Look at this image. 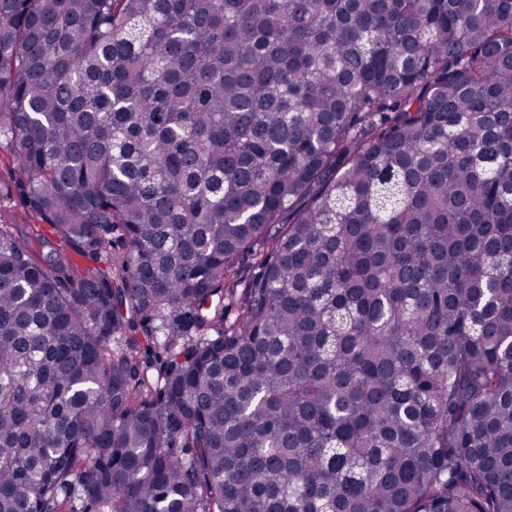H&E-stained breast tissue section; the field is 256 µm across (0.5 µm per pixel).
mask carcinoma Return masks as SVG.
I'll use <instances>...</instances> for the list:
<instances>
[{"instance_id":"obj_1","label":"carcinoma","mask_w":512,"mask_h":512,"mask_svg":"<svg viewBox=\"0 0 512 512\" xmlns=\"http://www.w3.org/2000/svg\"><path fill=\"white\" fill-rule=\"evenodd\" d=\"M2 145L0 512H512V0H0ZM21 174L13 151L0 147V224H11L10 230L36 259L48 251V247L31 235L30 224H45L31 213L20 191Z\"/></svg>"}]
</instances>
